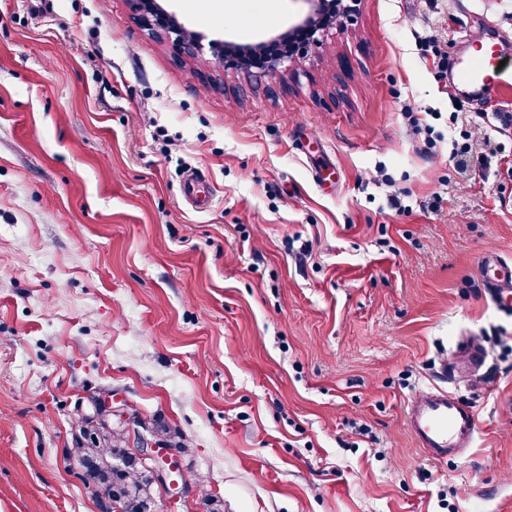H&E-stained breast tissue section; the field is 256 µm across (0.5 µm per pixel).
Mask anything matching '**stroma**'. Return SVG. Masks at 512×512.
Instances as JSON below:
<instances>
[{"mask_svg":"<svg viewBox=\"0 0 512 512\" xmlns=\"http://www.w3.org/2000/svg\"><path fill=\"white\" fill-rule=\"evenodd\" d=\"M167 8L191 51L130 0H0V512H98L68 450L106 391L186 448L157 512H512V309L477 266L512 258V99L456 100L422 43L512 59V0H356L271 81L211 43L304 0ZM445 360L480 433L436 460L405 407Z\"/></svg>","mask_w":512,"mask_h":512,"instance_id":"35a3bbf8","label":"stroma"}]
</instances>
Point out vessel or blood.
Wrapping results in <instances>:
<instances>
[{
	"label": "vessel or blood",
	"instance_id": "b4317fda",
	"mask_svg": "<svg viewBox=\"0 0 512 512\" xmlns=\"http://www.w3.org/2000/svg\"><path fill=\"white\" fill-rule=\"evenodd\" d=\"M474 47L475 54L456 57L449 68L448 85L454 95L478 101L490 91L511 93L512 78L499 67L502 53L495 43L479 40ZM478 269L496 304L512 308V261L490 252L481 256ZM406 419L418 446L432 458L475 444L478 424L474 412L447 390L428 391L411 399Z\"/></svg>",
	"mask_w": 512,
	"mask_h": 512
}]
</instances>
